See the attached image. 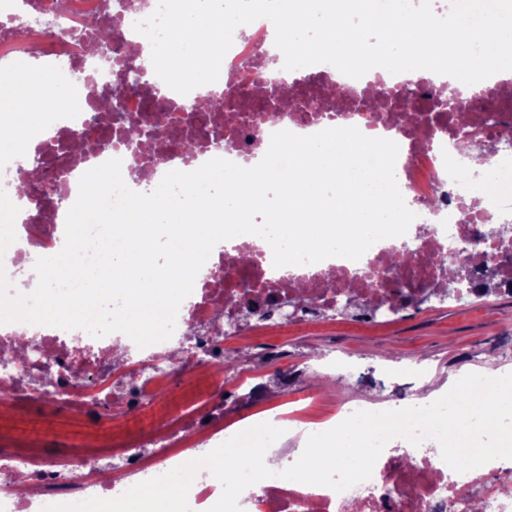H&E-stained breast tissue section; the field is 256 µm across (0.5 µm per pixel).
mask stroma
<instances>
[{
	"mask_svg": "<svg viewBox=\"0 0 512 512\" xmlns=\"http://www.w3.org/2000/svg\"><path fill=\"white\" fill-rule=\"evenodd\" d=\"M259 334L264 342L288 345L287 358L251 365L264 377L268 405L318 390L351 405L407 402L423 388H447L462 370L479 367V355L486 351L496 354L499 367L512 369V296L433 298L389 319L341 311L309 325L263 328ZM280 374L287 384L277 382ZM55 430L77 439L84 426L69 413L0 418V434L25 432L36 446Z\"/></svg>",
	"mask_w": 512,
	"mask_h": 512,
	"instance_id": "stroma-1",
	"label": "stroma"
}]
</instances>
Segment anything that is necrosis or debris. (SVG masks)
I'll return each instance as SVG.
<instances>
[{
    "label": "necrosis or debris",
    "mask_w": 512,
    "mask_h": 512,
    "mask_svg": "<svg viewBox=\"0 0 512 512\" xmlns=\"http://www.w3.org/2000/svg\"><path fill=\"white\" fill-rule=\"evenodd\" d=\"M156 6L157 0H113L109 15L103 0H0V66L35 56L67 67L78 86L54 128L34 119L26 126L29 146L44 158L36 178L28 176L27 154L0 151V187L22 204L17 240L1 264L18 271L60 249L67 212L45 205L43 187L74 203L81 175L118 158L126 184L141 192L170 170L192 171L217 157L251 163L281 130L304 136L354 126L392 133L399 146L396 178L416 218L405 236L376 242L360 260L332 257L287 274L276 272L253 241L240 239L210 255L190 301L179 308L172 338L143 349L120 332L87 344L78 329L69 335L52 326L0 325V390L25 396L30 409L76 414L90 430L80 444L56 435L35 452L25 436L0 437V512L114 498L129 478L164 474L223 443L226 387L235 385L256 400L265 390L259 373L225 375L226 324L238 325L235 339L243 355L266 353L269 345L252 338L255 329L316 322L339 310L348 286L364 314L398 315L400 295L423 299L441 267L457 262L465 294H476L489 279L512 295V264L495 260L511 239L493 232L480 248L465 249L484 225L512 223V152H486L491 141L512 138V107L501 102L507 84L502 74L470 92L458 80L426 70L409 80L382 68L372 78L354 79L321 63L304 67L285 97L265 63L274 25L260 18L234 33L217 80L223 95L213 99L209 121L187 123L181 107L200 99L199 90L181 95L150 68L137 86L128 84L151 53L133 25ZM93 21L117 46L102 64L90 47ZM257 98L262 108L254 107ZM154 114L158 136L141 147L129 141L125 127ZM461 114L475 132L467 144L457 135ZM107 127L112 138L102 151L85 156L67 149L73 137L98 143ZM187 140L195 142L193 152L182 151ZM458 248L463 256H455ZM45 374L51 385L41 393L34 380ZM172 393L184 396L175 410L161 411L121 440L101 427L104 406L116 404L131 422ZM475 502L484 512H512V484L485 481L479 468L449 470L431 439L408 457L384 449L371 478L342 492L274 477L239 498L246 512H472Z\"/></svg>",
    "instance_id": "1"
}]
</instances>
